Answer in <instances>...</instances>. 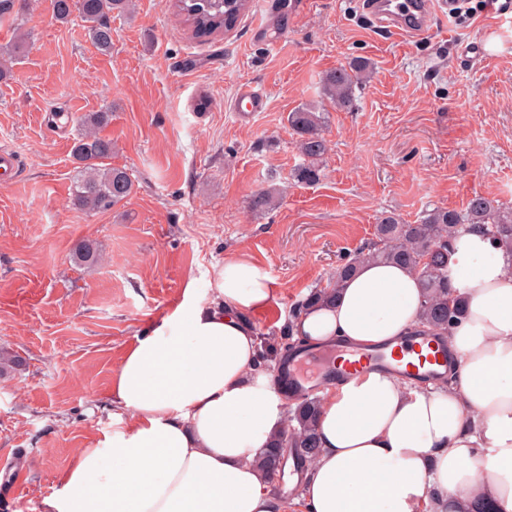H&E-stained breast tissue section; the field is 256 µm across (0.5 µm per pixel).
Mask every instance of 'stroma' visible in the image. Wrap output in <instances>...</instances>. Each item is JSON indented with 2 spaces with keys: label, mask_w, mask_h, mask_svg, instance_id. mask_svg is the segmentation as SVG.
I'll use <instances>...</instances> for the list:
<instances>
[{
  "label": "stroma",
  "mask_w": 512,
  "mask_h": 512,
  "mask_svg": "<svg viewBox=\"0 0 512 512\" xmlns=\"http://www.w3.org/2000/svg\"><path fill=\"white\" fill-rule=\"evenodd\" d=\"M112 14V51L92 44L79 16L55 21L51 0L0 19V46L26 35L0 80V348L20 366L0 374V512H44L58 475L112 431V377L139 335L177 305L187 283L213 297L225 258L262 266L275 303L250 316L276 344L291 308L336 264L375 239L393 214L420 223L474 195L512 206V18L489 0L438 17L406 40L375 27L356 0H310L279 48L253 37L254 13L228 33L192 38L163 0ZM487 36L493 55L463 61ZM368 59L350 111L329 110L321 178L296 182L303 162L288 127L320 101L326 72ZM258 85L265 111L234 112ZM110 113V163L134 193L105 213L71 203L79 120ZM276 194L251 207L255 192ZM102 260L77 265L82 239Z\"/></svg>",
  "instance_id": "1"
}]
</instances>
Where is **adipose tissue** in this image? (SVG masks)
<instances>
[{
    "label": "adipose tissue",
    "instance_id": "ef3b65f1",
    "mask_svg": "<svg viewBox=\"0 0 512 512\" xmlns=\"http://www.w3.org/2000/svg\"><path fill=\"white\" fill-rule=\"evenodd\" d=\"M466 316L441 338L447 379L379 371L322 393L320 451L286 500L255 462L286 426L288 402L260 361L247 315L273 279L225 259L214 296L193 285L145 330L111 382L113 427L57 478L46 512H512V253L486 229L461 235L449 266ZM417 274L363 262L327 304L293 319L305 347L397 345L420 327Z\"/></svg>",
    "mask_w": 512,
    "mask_h": 512
}]
</instances>
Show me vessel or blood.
<instances>
[{"label": "vessel or blood", "mask_w": 512, "mask_h": 512, "mask_svg": "<svg viewBox=\"0 0 512 512\" xmlns=\"http://www.w3.org/2000/svg\"><path fill=\"white\" fill-rule=\"evenodd\" d=\"M458 4L459 0H362L364 10L378 26L400 36L426 31L438 9L450 11ZM308 5L309 0H288L284 10L279 12L273 0H266L253 29L254 36L263 39L269 46H277L275 29L293 24L306 12ZM266 104L267 97L261 90L248 84L239 87L236 111L250 115L264 111ZM306 359V354L302 353L289 361L286 377L278 381L280 389L310 394L370 371L407 379L432 380L446 366V355L439 344L423 334L408 336L395 348L387 345L372 348L338 347L321 354L318 368L311 374L304 368Z\"/></svg>", "instance_id": "b4317fda"}]
</instances>
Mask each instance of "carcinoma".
I'll return each mask as SVG.
<instances>
[{"instance_id": "1", "label": "carcinoma", "mask_w": 512, "mask_h": 512, "mask_svg": "<svg viewBox=\"0 0 512 512\" xmlns=\"http://www.w3.org/2000/svg\"><path fill=\"white\" fill-rule=\"evenodd\" d=\"M196 38H211L232 30L248 13L253 0H169ZM129 0H52L55 19L66 22L78 12L86 24L89 37L101 52L112 50V28L108 18L112 11H127ZM369 69L365 60L327 73L322 80L324 100L340 110L354 103V86ZM325 108L306 104L288 114V125L306 164L295 172L297 181L314 184L320 180L319 161L327 151L323 135ZM108 113L93 112L83 117L84 132L73 147L79 167L72 184L74 206L89 213H104L130 199L134 183L129 173L106 163L112 156V141L99 136V128L107 123ZM468 225H487L489 235L512 252V208L507 209L482 195L473 196L465 210L436 208L419 224H402L388 215L375 227L376 241L357 249L336 268L326 286L314 288L298 301L291 314L323 302L350 276L363 261H391L412 268L419 276L424 304L420 324L429 336L446 331L464 315L466 303L448 279V264L456 242ZM74 260L82 265H95L101 259L99 244L94 240L79 241L73 251ZM287 427L273 438V443L260 457L267 479L275 481L282 472L284 456L280 449L293 451L296 463L313 458L318 451L317 420L319 401L310 395L291 397Z\"/></svg>"}]
</instances>
